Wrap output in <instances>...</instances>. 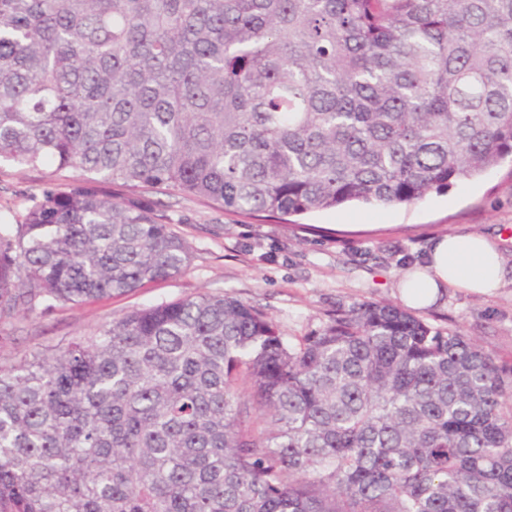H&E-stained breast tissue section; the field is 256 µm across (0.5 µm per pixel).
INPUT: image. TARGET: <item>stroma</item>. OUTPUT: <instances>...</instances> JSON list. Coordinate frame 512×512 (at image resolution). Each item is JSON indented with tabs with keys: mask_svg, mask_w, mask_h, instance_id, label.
I'll use <instances>...</instances> for the list:
<instances>
[{
	"mask_svg": "<svg viewBox=\"0 0 512 512\" xmlns=\"http://www.w3.org/2000/svg\"><path fill=\"white\" fill-rule=\"evenodd\" d=\"M76 174L51 166L19 170L0 163V224L15 223L48 185L65 187ZM171 216L188 244L190 267L135 291L83 304L59 305L0 328V364L36 350L65 347L130 309L208 293L233 295L266 312L289 336L322 327L339 306L362 300L399 302L401 273L421 259L432 236L481 233L497 238L512 265V157L447 191L406 206L350 203L284 218H246L188 196L154 188L145 194ZM420 317L463 333L512 362V283L491 297L449 291Z\"/></svg>",
	"mask_w": 512,
	"mask_h": 512,
	"instance_id": "stroma-1",
	"label": "stroma"
}]
</instances>
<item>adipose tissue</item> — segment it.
<instances>
[{
    "mask_svg": "<svg viewBox=\"0 0 512 512\" xmlns=\"http://www.w3.org/2000/svg\"><path fill=\"white\" fill-rule=\"evenodd\" d=\"M508 274L495 240L476 233H448L433 238L423 262L409 267L399 282L405 305L424 309L448 290L488 295Z\"/></svg>",
    "mask_w": 512,
    "mask_h": 512,
    "instance_id": "ef3b65f1",
    "label": "adipose tissue"
}]
</instances>
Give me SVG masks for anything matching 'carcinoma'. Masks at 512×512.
Masks as SVG:
<instances>
[{
	"mask_svg": "<svg viewBox=\"0 0 512 512\" xmlns=\"http://www.w3.org/2000/svg\"><path fill=\"white\" fill-rule=\"evenodd\" d=\"M508 156L512 0H0V161L79 173L0 224V321L186 271L141 188L300 215ZM0 512H512V364L386 301L135 309L0 366Z\"/></svg>",
	"mask_w": 512,
	"mask_h": 512,
	"instance_id": "carcinoma-1",
	"label": "carcinoma"
}]
</instances>
